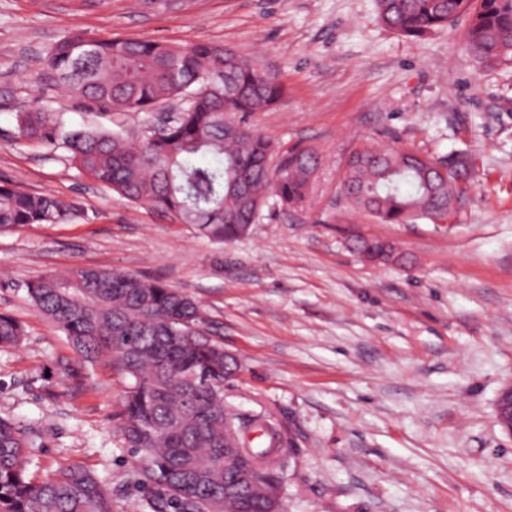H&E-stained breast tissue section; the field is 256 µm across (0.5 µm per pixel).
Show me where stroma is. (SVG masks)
<instances>
[{
  "mask_svg": "<svg viewBox=\"0 0 512 512\" xmlns=\"http://www.w3.org/2000/svg\"><path fill=\"white\" fill-rule=\"evenodd\" d=\"M464 28L413 41L374 0H0V181L89 215L0 230V315L25 333L0 345V417L32 435V473L124 472L112 512H150L117 419L128 377L87 362L26 292L97 267L200 302L238 363L225 403L294 442L282 512H512V434L496 419L512 384V62L481 66ZM74 34L221 44L256 61L285 95L248 124L321 156L307 206L264 210L219 243L17 142L26 108L130 135L147 122L48 83L41 59ZM362 148L468 154L455 215L381 224L337 200ZM357 237L393 243L403 262L366 260Z\"/></svg>",
  "mask_w": 512,
  "mask_h": 512,
  "instance_id": "stroma-1",
  "label": "stroma"
}]
</instances>
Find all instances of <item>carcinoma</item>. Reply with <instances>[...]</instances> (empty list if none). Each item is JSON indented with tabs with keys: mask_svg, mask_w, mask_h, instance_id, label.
<instances>
[{
	"mask_svg": "<svg viewBox=\"0 0 512 512\" xmlns=\"http://www.w3.org/2000/svg\"><path fill=\"white\" fill-rule=\"evenodd\" d=\"M379 19L415 40L467 18L464 46L484 67L512 61V0H375ZM49 74L73 95L114 112H157L178 102L163 123L146 124L132 142L94 126L70 128L61 112L16 113L17 139L43 144L57 159L128 202L194 224L208 238L245 236L273 202L304 206L319 166L312 149H282L246 124L277 105L282 84L255 62L216 44L183 47L138 38L74 35L51 46ZM464 154L434 159L411 150L352 153L337 196L383 224L448 218L459 198ZM87 218L78 202L31 195L0 183V229L72 224ZM371 262L404 256L381 239L358 238ZM42 316L62 326L90 361L112 358L133 379L119 412L121 440L135 458L151 512H217L224 475L249 466L278 482L285 440L270 420L224 411V381L234 369L213 342L211 321L192 297L161 282L100 268L27 285ZM22 327L0 315V344ZM236 439L224 463V430ZM31 442L0 417V512H112L110 483L80 465L43 479L30 472Z\"/></svg>",
	"mask_w": 512,
	"mask_h": 512,
	"instance_id": "1",
	"label": "carcinoma"
}]
</instances>
